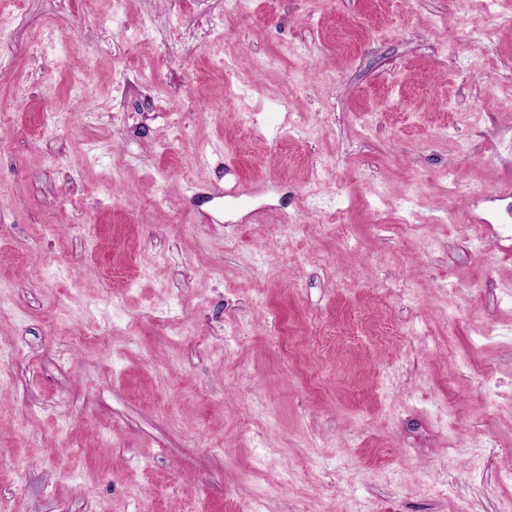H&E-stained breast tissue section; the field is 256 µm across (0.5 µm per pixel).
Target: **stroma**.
<instances>
[{"mask_svg":"<svg viewBox=\"0 0 512 512\" xmlns=\"http://www.w3.org/2000/svg\"><path fill=\"white\" fill-rule=\"evenodd\" d=\"M0 20V512H512V0Z\"/></svg>","mask_w":512,"mask_h":512,"instance_id":"stroma-1","label":"stroma"}]
</instances>
